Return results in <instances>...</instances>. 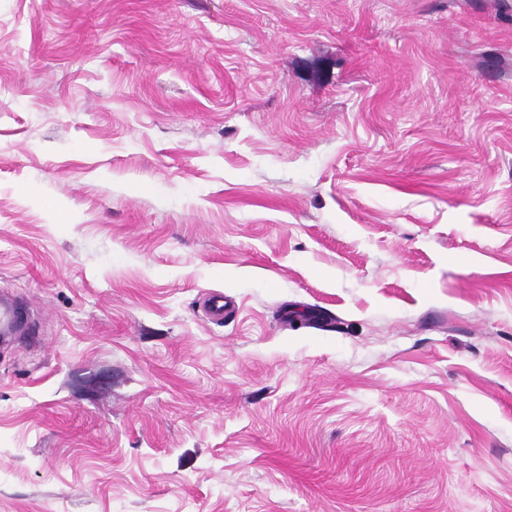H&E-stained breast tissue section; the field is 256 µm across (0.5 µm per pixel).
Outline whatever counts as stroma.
<instances>
[{"label": "stroma", "instance_id": "stroma-1", "mask_svg": "<svg viewBox=\"0 0 512 512\" xmlns=\"http://www.w3.org/2000/svg\"><path fill=\"white\" fill-rule=\"evenodd\" d=\"M0 294V512H512V0H0ZM24 321V310L14 297L0 299V333L12 334Z\"/></svg>", "mask_w": 512, "mask_h": 512}]
</instances>
